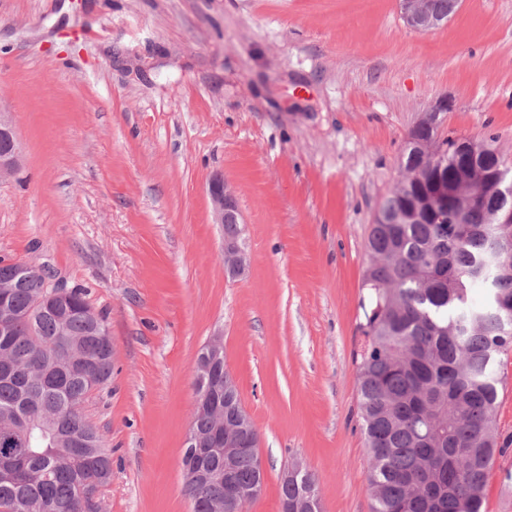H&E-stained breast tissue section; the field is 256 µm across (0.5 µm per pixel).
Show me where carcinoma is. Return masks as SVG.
<instances>
[{"label": "carcinoma", "instance_id": "cac0c4a2", "mask_svg": "<svg viewBox=\"0 0 512 512\" xmlns=\"http://www.w3.org/2000/svg\"><path fill=\"white\" fill-rule=\"evenodd\" d=\"M439 20L452 15L458 0H421ZM406 141L403 174L381 203L367 240L368 289L362 304L363 337L358 352L359 408L369 452L372 512H484V490L496 454L504 453L496 433L497 366L512 349V264L491 261L492 244L512 253V223L497 218L500 200L467 201L468 183L505 162L494 138L469 143L437 139V127L413 132ZM456 183L452 220L436 222L431 205L437 181ZM40 275L20 262L0 259V283L10 281L15 321L0 335V358L14 365L0 372V439L29 421L47 423L50 433L34 435L5 454L0 448V512H91L82 489L99 477L100 492L112 479L110 455L83 407L94 379L112 377V345L104 316L91 309L81 287L71 289L68 314L34 306ZM486 290L479 305L470 291ZM76 346L77 360L60 364V340ZM75 435L86 441L72 448ZM182 457L194 512H218L224 505V472L250 489L261 480L256 452L239 448L205 459L206 475ZM288 512H320L317 480L293 466L282 486Z\"/></svg>", "mask_w": 512, "mask_h": 512}]
</instances>
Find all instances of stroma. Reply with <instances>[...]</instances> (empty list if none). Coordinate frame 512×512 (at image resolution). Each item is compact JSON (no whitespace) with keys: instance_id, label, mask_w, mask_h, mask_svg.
Returning a JSON list of instances; mask_svg holds the SVG:
<instances>
[{"instance_id":"stroma-1","label":"stroma","mask_w":512,"mask_h":512,"mask_svg":"<svg viewBox=\"0 0 512 512\" xmlns=\"http://www.w3.org/2000/svg\"><path fill=\"white\" fill-rule=\"evenodd\" d=\"M494 135L512 163V0H460L414 31L398 0H0V258L86 289L112 377L85 416L112 455L102 512H192L181 465L195 365L222 335L260 434L262 494L318 481L321 512H371L358 417L366 240L409 130ZM223 175L248 267L224 270ZM485 512H512V350ZM0 138L7 147L0 152V178L11 175L20 164L21 151L9 113L0 109Z\"/></svg>"}]
</instances>
